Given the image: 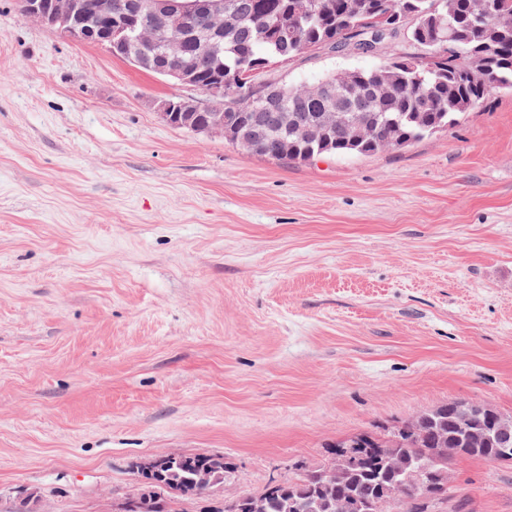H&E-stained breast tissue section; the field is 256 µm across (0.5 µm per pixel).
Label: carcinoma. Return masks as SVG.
Here are the masks:
<instances>
[{
  "mask_svg": "<svg viewBox=\"0 0 512 512\" xmlns=\"http://www.w3.org/2000/svg\"><path fill=\"white\" fill-rule=\"evenodd\" d=\"M238 17L224 32V45L211 57L202 55L197 41L205 21L176 12L151 22L154 28L180 27L186 44L183 53L170 58L179 67L198 75L200 88L215 83L224 70V127L247 128L261 143L260 155L288 163L307 162L322 155L360 156L383 150H401L440 130L458 125L471 110L493 93L512 90V0H316L305 12L296 0H227ZM406 30L409 42L424 49L437 38L451 44L455 53L433 66L419 57L397 56L373 69L354 68L344 77L325 76L299 86H285L278 111L281 118L257 122L266 109L265 90L281 85L275 79L257 83L252 92L240 94V71L262 74L274 63L314 50H359L373 54L384 40L375 28ZM161 47L140 42L130 34L125 58L154 56ZM322 84L339 91L336 111L345 122L335 127L323 122L330 101L319 95ZM369 87L383 93L357 111L354 95ZM480 411L460 431L451 415L452 403L426 409L411 418L422 425L411 438L392 431L378 436L358 435L359 460L348 463L339 444L330 463L313 465L303 472L266 487L259 495L223 500L212 512H241L237 503H253V512H346L347 502L359 500L368 512H396V501L386 488L408 475H423L421 467L448 468L446 448L460 442L468 458L499 460L488 435L503 417L512 416L481 403ZM224 459L199 454L172 453L152 470H141V492L128 499L121 512H183L181 503L224 483Z\"/></svg>",
  "mask_w": 512,
  "mask_h": 512,
  "instance_id": "carcinoma-1",
  "label": "carcinoma"
}]
</instances>
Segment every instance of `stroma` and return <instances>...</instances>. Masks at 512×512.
<instances>
[{
  "mask_svg": "<svg viewBox=\"0 0 512 512\" xmlns=\"http://www.w3.org/2000/svg\"><path fill=\"white\" fill-rule=\"evenodd\" d=\"M189 92L0 0V512H120L165 452L228 463L208 512L440 403L512 414V93L288 164L166 123ZM452 471L435 512H512V463Z\"/></svg>",
  "mask_w": 512,
  "mask_h": 512,
  "instance_id": "35a3bbf8",
  "label": "stroma"
}]
</instances>
